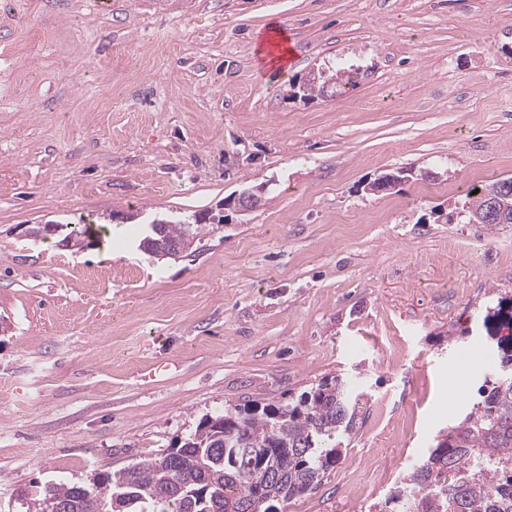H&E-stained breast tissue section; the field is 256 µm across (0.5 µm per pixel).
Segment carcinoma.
Here are the masks:
<instances>
[{
  "instance_id": "obj_1",
  "label": "carcinoma",
  "mask_w": 512,
  "mask_h": 512,
  "mask_svg": "<svg viewBox=\"0 0 512 512\" xmlns=\"http://www.w3.org/2000/svg\"><path fill=\"white\" fill-rule=\"evenodd\" d=\"M495 199L506 202L499 222L480 217ZM462 211L468 224L493 230L512 224V176L470 191ZM215 224L170 220L171 241L191 239L193 257ZM512 297L487 307L507 334L498 339L499 367L512 366ZM482 400L438 437L429 454L401 479L390 497L393 512H512V378L486 380ZM363 406L348 380L327 379L286 405H234L206 416L181 445L133 466L101 474L94 487L59 482L48 489L49 505L83 512L94 499L105 512H227L250 504L255 512H280L283 502L321 483L341 449L336 438L356 430Z\"/></svg>"
}]
</instances>
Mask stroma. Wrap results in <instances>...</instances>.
Returning <instances> with one entry per match:
<instances>
[{
	"label": "stroma",
	"instance_id": "35a3bbf8",
	"mask_svg": "<svg viewBox=\"0 0 512 512\" xmlns=\"http://www.w3.org/2000/svg\"><path fill=\"white\" fill-rule=\"evenodd\" d=\"M275 29L280 71L258 55ZM340 67L355 87L291 97ZM508 176L512 0H0V512L336 375L364 423L280 510L383 512L497 361L512 224L457 206ZM219 210L196 259L138 248L154 218ZM44 224L101 234L77 250Z\"/></svg>",
	"mask_w": 512,
	"mask_h": 512
}]
</instances>
